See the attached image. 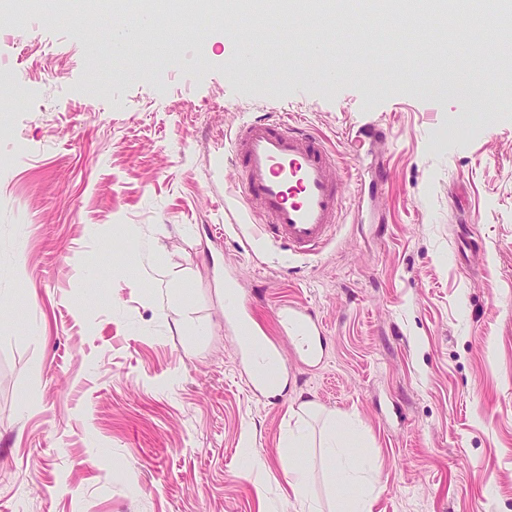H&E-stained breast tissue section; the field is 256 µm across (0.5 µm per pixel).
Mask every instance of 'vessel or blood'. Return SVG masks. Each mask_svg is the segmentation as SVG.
I'll use <instances>...</instances> for the list:
<instances>
[{
  "mask_svg": "<svg viewBox=\"0 0 512 512\" xmlns=\"http://www.w3.org/2000/svg\"><path fill=\"white\" fill-rule=\"evenodd\" d=\"M231 152L243 201L263 234L296 256L319 252L339 222L344 184L322 137L285 118H254L238 127ZM226 311L246 358H253L259 350L273 368H280L281 359L271 344L252 330V310L230 301ZM279 319L303 357L322 365L324 331L316 315L291 304L280 310Z\"/></svg>",
  "mask_w": 512,
  "mask_h": 512,
  "instance_id": "vessel-or-blood-1",
  "label": "vessel or blood"
}]
</instances>
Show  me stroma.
I'll list each match as a JSON object with an SVG mask.
<instances>
[{"label":"stroma","mask_w":512,"mask_h":512,"mask_svg":"<svg viewBox=\"0 0 512 512\" xmlns=\"http://www.w3.org/2000/svg\"><path fill=\"white\" fill-rule=\"evenodd\" d=\"M128 21L0 20L24 91L0 103V512H302L292 466L336 512L360 489L331 426L375 470L372 512H512V18L449 64L444 24L317 54L302 15L204 21L114 52ZM279 113L346 181L314 256L259 241L231 161L241 121ZM228 289L267 329L289 302L324 325L320 367L282 343L279 404L248 390ZM351 447L352 437L336 433V428L332 426L322 441V448L336 461V466L345 474L350 484L362 481L366 475L364 473H367L365 469L356 467L345 454V448Z\"/></svg>","instance_id":"obj_1"}]
</instances>
